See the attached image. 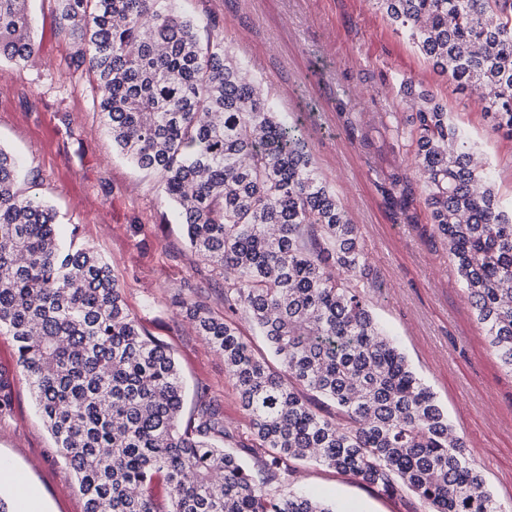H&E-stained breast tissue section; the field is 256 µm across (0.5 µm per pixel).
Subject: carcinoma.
Segmentation results:
<instances>
[{"instance_id": "cac0c4a2", "label": "carcinoma", "mask_w": 512, "mask_h": 512, "mask_svg": "<svg viewBox=\"0 0 512 512\" xmlns=\"http://www.w3.org/2000/svg\"><path fill=\"white\" fill-rule=\"evenodd\" d=\"M29 0H0V57L40 51ZM176 0H57L52 35L94 76L112 145L160 175L192 251L224 279V311L187 304L224 356L260 468L232 444L200 387L182 418L171 348L130 312L110 264L64 246L36 179L0 147V331L73 471L84 512H336L285 492L293 463L353 475L430 512H503L448 414L379 326L357 225L317 172L302 133L242 74L223 41ZM433 71L483 105L512 140V0H376ZM406 132L431 223L500 365L512 374V210L437 95L401 79ZM245 315L279 366L241 337ZM309 392L336 408L320 415ZM166 484V497L151 488Z\"/></svg>"}]
</instances>
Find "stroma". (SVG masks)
<instances>
[{
  "label": "stroma",
  "mask_w": 512,
  "mask_h": 512,
  "mask_svg": "<svg viewBox=\"0 0 512 512\" xmlns=\"http://www.w3.org/2000/svg\"><path fill=\"white\" fill-rule=\"evenodd\" d=\"M42 36L35 62L0 59V146L25 162L37 191L59 214L63 241L94 247L111 264L143 328L173 350L186 384L185 411L207 385L240 442L249 421L224 359L198 336L179 293L200 288L215 310L224 283L189 250L157 175L112 146L93 106V78L70 68L71 45L50 33L54 0H30ZM202 20L200 39H220L289 122L302 130L318 173L357 224L371 269L372 309L462 436L496 500L512 506V374L482 334L450 253L424 204V187L403 145L411 109L406 78L432 89L492 166L493 187L512 205V142L492 131L474 99L456 92L397 33L375 0H179ZM407 204H400V196ZM0 373L12 409L0 416V460L35 491L47 512H84V499L41 420L10 336L0 332ZM296 492L339 512H428L415 495H383L347 473L298 464Z\"/></svg>",
  "instance_id": "obj_1"
}]
</instances>
